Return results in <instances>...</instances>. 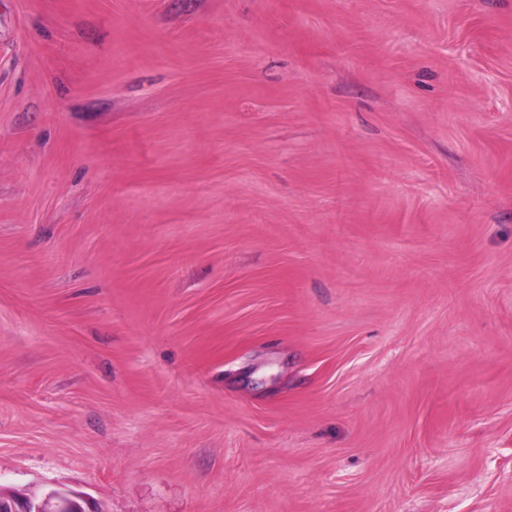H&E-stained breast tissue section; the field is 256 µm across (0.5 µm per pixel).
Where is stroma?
Wrapping results in <instances>:
<instances>
[{
    "mask_svg": "<svg viewBox=\"0 0 512 512\" xmlns=\"http://www.w3.org/2000/svg\"><path fill=\"white\" fill-rule=\"evenodd\" d=\"M512 512V0H0V489Z\"/></svg>",
    "mask_w": 512,
    "mask_h": 512,
    "instance_id": "35a3bbf8",
    "label": "stroma"
}]
</instances>
